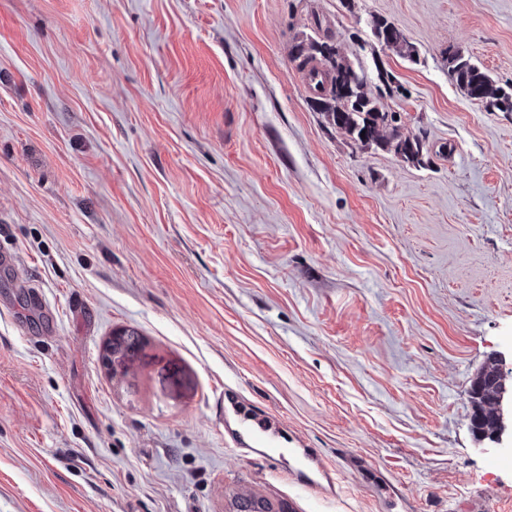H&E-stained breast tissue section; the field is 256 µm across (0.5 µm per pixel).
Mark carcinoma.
<instances>
[{
  "label": "carcinoma",
  "instance_id": "1",
  "mask_svg": "<svg viewBox=\"0 0 512 512\" xmlns=\"http://www.w3.org/2000/svg\"><path fill=\"white\" fill-rule=\"evenodd\" d=\"M373 35L382 45L398 51L408 47L403 32L383 17L372 19ZM295 59L306 75L320 77L315 93L323 102L329 123L344 131L351 140L361 145H375L392 150L407 160L421 162L424 145L418 137L402 136L397 113L387 112L379 99L366 92L371 79L360 64L338 56L336 48L326 42L315 47L298 45ZM448 74L472 100L492 106L499 111L512 112V83L499 85L493 81L464 50L448 52ZM137 332L127 331L112 341V349L129 351L138 346Z\"/></svg>",
  "mask_w": 512,
  "mask_h": 512
}]
</instances>
